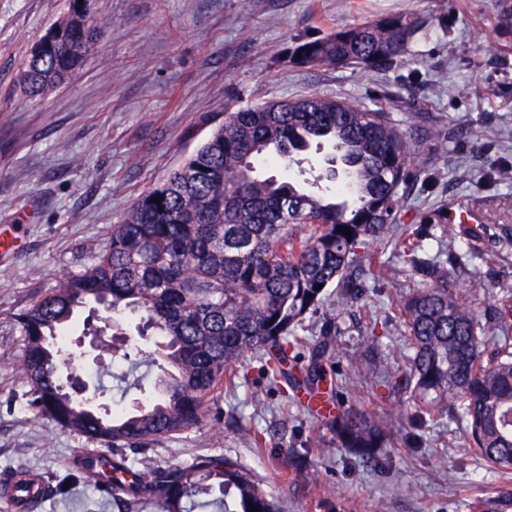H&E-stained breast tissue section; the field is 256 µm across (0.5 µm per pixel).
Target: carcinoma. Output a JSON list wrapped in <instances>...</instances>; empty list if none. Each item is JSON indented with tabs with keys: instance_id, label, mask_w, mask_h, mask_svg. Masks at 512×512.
<instances>
[{
	"instance_id": "carcinoma-1",
	"label": "carcinoma",
	"mask_w": 512,
	"mask_h": 512,
	"mask_svg": "<svg viewBox=\"0 0 512 512\" xmlns=\"http://www.w3.org/2000/svg\"><path fill=\"white\" fill-rule=\"evenodd\" d=\"M79 0L51 25L54 50L29 57L19 90L30 103L79 70L95 49L102 23L79 12ZM425 21L388 15L322 38L295 42L289 61L298 67L381 68L407 55ZM301 58H296V54ZM435 144L460 135L428 128ZM349 145L355 167L350 183L336 166V139ZM413 133L381 109L316 92L224 111V122L168 176L141 194L112 227L109 242L90 250L88 263L69 273L18 316L24 336L23 369L30 405L58 428L112 449V474L103 485L119 512H187L188 504L224 503L235 512H276L271 495L252 473L221 455L202 454L183 466L133 470L122 448H142L198 425L207 402L236 387L233 365L248 354L264 358L267 376L293 391L321 394L323 361L337 354L336 316L359 299L365 266L377 270L373 246L403 223L401 201L418 182L432 181L415 157ZM331 154L315 179L321 188L282 171L258 167L311 144ZM348 196L350 203L338 199ZM160 198V202L151 199ZM416 224H448V204L416 212ZM351 231L346 236L342 230ZM425 233L404 241L419 285L399 300L408 336V365L394 376L407 420L448 419L463 426L474 456L500 484L474 500L471 512H512V289L479 302L484 284L460 283L457 256L429 255ZM321 289H316V286ZM97 318L121 328L138 318L139 336L154 337L155 353L170 379L167 391L133 413L99 412L62 390L60 359L70 356L69 331L87 303ZM319 315L318 334L304 322ZM308 358L295 374L288 363ZM330 429L336 446L376 462L393 424L350 407Z\"/></svg>"
}]
</instances>
